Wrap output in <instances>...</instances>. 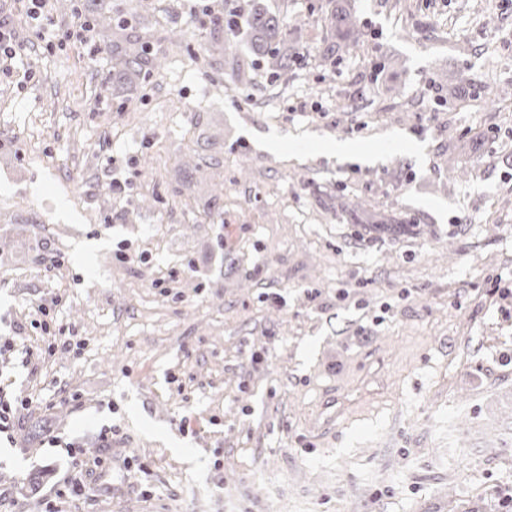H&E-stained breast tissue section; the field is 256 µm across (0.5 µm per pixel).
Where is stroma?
I'll use <instances>...</instances> for the list:
<instances>
[{
  "label": "stroma",
  "instance_id": "35a3bbf8",
  "mask_svg": "<svg viewBox=\"0 0 512 512\" xmlns=\"http://www.w3.org/2000/svg\"><path fill=\"white\" fill-rule=\"evenodd\" d=\"M59 3L46 34L0 0V393L28 401L0 512H498L512 0H354L360 45L326 63L327 0H265L307 51L236 84L244 39L208 26L249 0H112L164 62L126 104ZM329 151L331 155L336 156L339 160H353L362 163H370L378 158L377 154L361 150L348 140L333 143L330 146Z\"/></svg>",
  "mask_w": 512,
  "mask_h": 512
}]
</instances>
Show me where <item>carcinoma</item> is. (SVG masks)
<instances>
[{"label": "carcinoma", "instance_id": "1", "mask_svg": "<svg viewBox=\"0 0 512 512\" xmlns=\"http://www.w3.org/2000/svg\"><path fill=\"white\" fill-rule=\"evenodd\" d=\"M63 7L87 17L98 37L99 49L110 55V68L105 77L106 83L116 90L132 78H139L149 70L158 67L157 58L149 57V45L141 40L114 39V35L126 30L134 22L136 12L119 13L112 8V0H71ZM328 27L335 40L326 44L322 51L323 61L337 54L347 53L360 43L362 37L351 0H329ZM212 37L217 39L223 31L231 34L239 31V25L231 16H214ZM293 40L295 49L283 53L281 45ZM245 40L251 63H265L272 73L287 71L295 62L300 50L301 28L288 27L279 15L272 12L259 0H252L248 11ZM49 478L45 470H34L25 478L24 487L30 494L37 490Z\"/></svg>", "mask_w": 512, "mask_h": 512}]
</instances>
